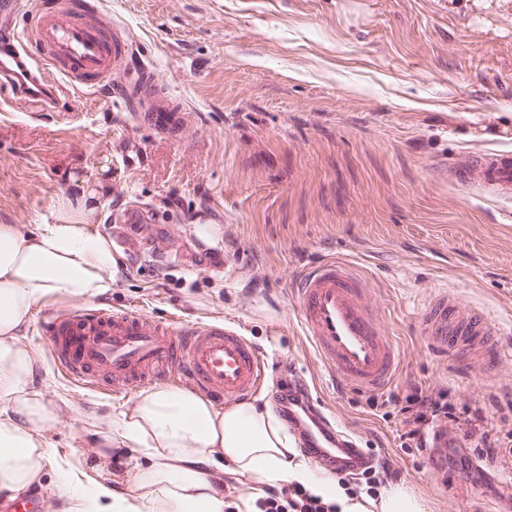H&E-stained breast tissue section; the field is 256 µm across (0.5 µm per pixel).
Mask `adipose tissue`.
Segmentation results:
<instances>
[{"label":"adipose tissue","instance_id":"obj_1","mask_svg":"<svg viewBox=\"0 0 512 512\" xmlns=\"http://www.w3.org/2000/svg\"><path fill=\"white\" fill-rule=\"evenodd\" d=\"M119 271L111 241L87 222L52 220L29 231L0 224V494L25 489L49 459L40 432L54 406L30 385L34 371L17 342L37 302L48 296L86 300L106 294ZM122 436L149 463L134 474L136 493L88 485L81 512H224V497L207 479L210 463L230 461L270 485L298 483L357 512L332 480L293 455L292 438L269 412L250 404L220 412L205 399L169 384L141 394L122 422Z\"/></svg>","mask_w":512,"mask_h":512}]
</instances>
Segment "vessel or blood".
<instances>
[{
  "instance_id": "1",
  "label": "vessel or blood",
  "mask_w": 512,
  "mask_h": 512,
  "mask_svg": "<svg viewBox=\"0 0 512 512\" xmlns=\"http://www.w3.org/2000/svg\"><path fill=\"white\" fill-rule=\"evenodd\" d=\"M23 6V0H0V112L33 100L43 111H58L69 97L97 92L116 69L129 66L128 35L98 0H50L28 15ZM136 85L148 123L177 132L182 105L161 92L149 73H138ZM453 178L465 188L511 200L512 151L460 156ZM156 221L149 206L126 205L113 228L116 244L130 247L139 225ZM294 296L306 336L340 383L373 392L393 382L399 368L396 345L381 323L368 280L352 262L310 263L294 283ZM40 323L58 369L77 384L127 394L173 377L227 407L265 391L276 404L299 397L304 405L289 409L288 426L316 466L356 474L377 463L323 411L303 378L285 370L273 375L261 352L232 324L164 321L100 305L48 310ZM422 327L429 345L461 364L478 355L490 369L501 357L499 328L448 292L435 295ZM0 512H43V505L28 493L0 499Z\"/></svg>"
}]
</instances>
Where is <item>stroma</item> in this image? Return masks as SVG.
Wrapping results in <instances>:
<instances>
[{
	"label": "stroma",
	"mask_w": 512,
	"mask_h": 512,
	"mask_svg": "<svg viewBox=\"0 0 512 512\" xmlns=\"http://www.w3.org/2000/svg\"><path fill=\"white\" fill-rule=\"evenodd\" d=\"M148 68L184 106L177 134L159 132L113 89L63 112H0V224L33 229L64 207L111 235L114 196L155 209L147 234L166 241V278L140 250L97 302L154 316L239 326L270 368L305 376L363 448L391 454L399 486L424 512H512V442L474 453L472 480L432 470L404 447L393 398L418 380L486 406L512 431V358L493 375L435 355L419 320L453 293L480 307L512 346V203L443 175L449 157L512 149V0H101ZM361 262L402 366L377 393L343 389L318 360L291 287L314 260ZM73 300L37 302L17 341L33 389L57 420L42 432L49 461L35 484L45 512H79L77 492L104 480L134 493L147 458L121 435L137 394H102L58 371L39 316ZM125 451L115 465L108 451ZM74 490L57 505L58 467ZM234 512H252L261 484L224 481Z\"/></svg>",
	"instance_id": "1"
}]
</instances>
